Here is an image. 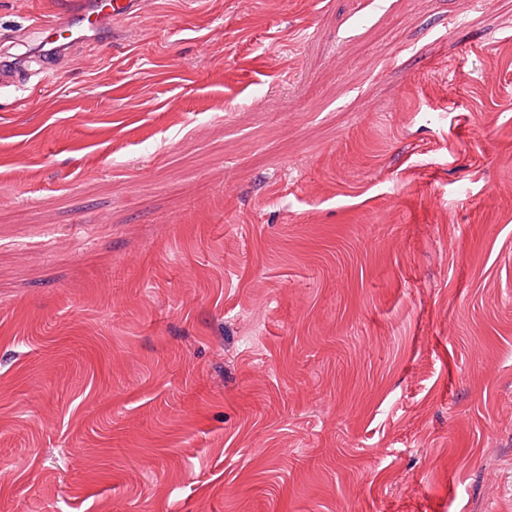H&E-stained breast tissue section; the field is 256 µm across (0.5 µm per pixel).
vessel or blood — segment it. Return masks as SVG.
I'll return each mask as SVG.
<instances>
[{
    "instance_id": "b4317fda",
    "label": "vessel or blood",
    "mask_w": 512,
    "mask_h": 512,
    "mask_svg": "<svg viewBox=\"0 0 512 512\" xmlns=\"http://www.w3.org/2000/svg\"><path fill=\"white\" fill-rule=\"evenodd\" d=\"M148 0H64L60 13L41 26V40L52 54L61 55L78 43L109 45L114 23L142 10Z\"/></svg>"
}]
</instances>
